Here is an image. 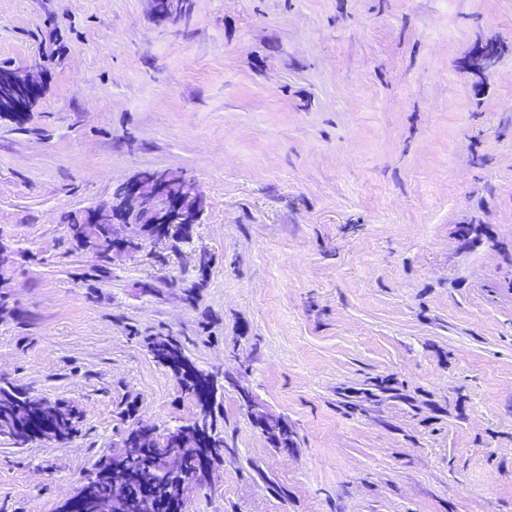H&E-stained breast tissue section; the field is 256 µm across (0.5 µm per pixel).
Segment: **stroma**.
I'll use <instances>...</instances> for the list:
<instances>
[{"label": "stroma", "instance_id": "obj_1", "mask_svg": "<svg viewBox=\"0 0 512 512\" xmlns=\"http://www.w3.org/2000/svg\"><path fill=\"white\" fill-rule=\"evenodd\" d=\"M191 3L0 0V379L81 414L0 437V512L191 420L159 336L221 404L181 512H512V0ZM145 171L205 211L101 274L70 226Z\"/></svg>", "mask_w": 512, "mask_h": 512}]
</instances>
